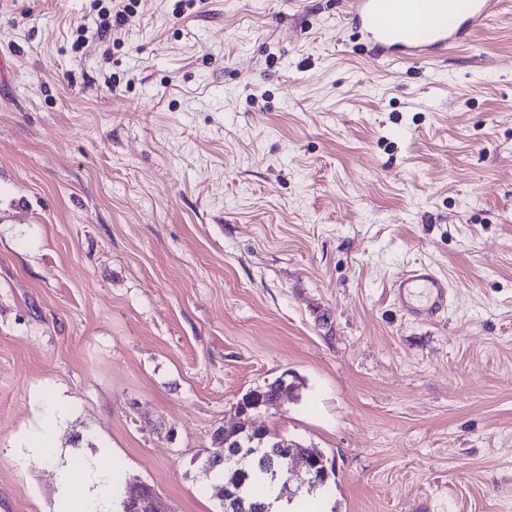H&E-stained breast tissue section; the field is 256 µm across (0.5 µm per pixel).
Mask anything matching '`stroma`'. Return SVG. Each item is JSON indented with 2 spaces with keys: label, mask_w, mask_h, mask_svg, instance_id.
Segmentation results:
<instances>
[{
  "label": "stroma",
  "mask_w": 512,
  "mask_h": 512,
  "mask_svg": "<svg viewBox=\"0 0 512 512\" xmlns=\"http://www.w3.org/2000/svg\"><path fill=\"white\" fill-rule=\"evenodd\" d=\"M0 0V512L121 464L222 512L202 462L256 424L335 463L327 512L512 503V0L469 45L387 66L343 0ZM427 264L448 310L391 283ZM56 446L19 464L44 403ZM135 3L137 2H130V5L125 6L123 10H116L115 12L113 10L112 16L108 10L101 8L99 11L100 21L97 25V34L103 36L104 34H107L112 30L123 26L126 20V16L132 12L131 7L133 6H131V4ZM391 288L396 306L412 320H430L448 309V281L429 266L406 270ZM281 378L282 377L280 376L271 382H265L263 386L257 387L260 388V392L252 401H249L246 404L248 412L243 407V402L241 400L238 403H236V410L239 419H241L242 416L246 415L247 413L252 418V416L256 412L264 409L267 403H271L278 399L282 391H288L289 393H292V391L297 387V385H295V382H288L287 378Z\"/></svg>",
  "instance_id": "obj_1"
}]
</instances>
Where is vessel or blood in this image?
I'll return each mask as SVG.
<instances>
[{"instance_id": "1", "label": "vessel or blood", "mask_w": 512, "mask_h": 512, "mask_svg": "<svg viewBox=\"0 0 512 512\" xmlns=\"http://www.w3.org/2000/svg\"><path fill=\"white\" fill-rule=\"evenodd\" d=\"M501 0H346L345 14L368 55L385 64L427 62L468 43ZM395 304L415 321L448 308V282L433 268L413 267L391 284Z\"/></svg>"}]
</instances>
